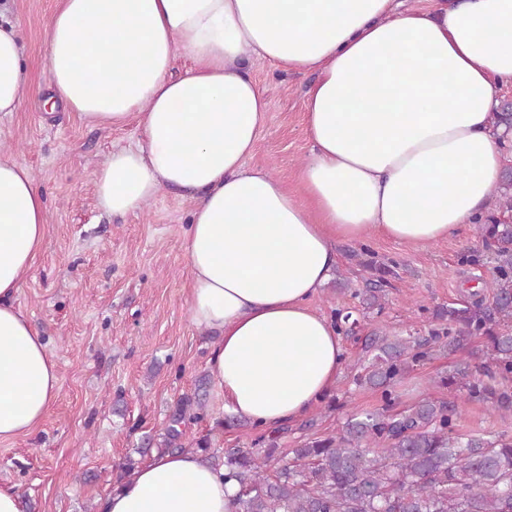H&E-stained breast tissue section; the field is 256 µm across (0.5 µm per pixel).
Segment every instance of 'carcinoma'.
<instances>
[{"label":"carcinoma","mask_w":512,"mask_h":512,"mask_svg":"<svg viewBox=\"0 0 512 512\" xmlns=\"http://www.w3.org/2000/svg\"><path fill=\"white\" fill-rule=\"evenodd\" d=\"M494 247V290H479L458 307H439L433 317L445 323L424 336L373 334L365 348L371 358L354 379L382 392L381 408L362 413L334 434L304 441L274 476L268 463L279 449L282 427L255 439L252 448H229L220 457L201 439L195 452L224 466V479L240 486L236 512H512V436L461 435L456 421L468 403L484 404L502 416L512 414V224L490 218L478 226ZM363 291V304L379 305L390 274ZM473 336L487 339L485 360H460L438 380L462 392L454 400L423 398L394 410L392 387L428 359L431 345L454 353ZM207 414L203 396L180 398L159 438L145 437V449L183 451V428Z\"/></svg>","instance_id":"1"}]
</instances>
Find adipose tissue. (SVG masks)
I'll list each match as a JSON object with an SVG mask.
<instances>
[{
	"label": "adipose tissue",
	"mask_w": 512,
	"mask_h": 512,
	"mask_svg": "<svg viewBox=\"0 0 512 512\" xmlns=\"http://www.w3.org/2000/svg\"><path fill=\"white\" fill-rule=\"evenodd\" d=\"M47 43L55 100L102 124L140 119L141 143L95 174L103 211L201 192L183 239L191 321L217 334L208 369L225 410L264 429L301 419L341 374L339 329L309 305L337 265L334 241L448 238L503 168L492 114L512 81V0L430 13L394 0H61ZM179 52L189 64L174 78ZM252 56L317 75L301 195L245 164L268 112ZM25 78L15 27L0 22V114L18 109ZM46 236L30 169L1 158L0 441L30 434L59 391L56 357L16 303ZM236 493L199 454L167 453L101 510L234 512Z\"/></svg>",
	"instance_id": "1"
}]
</instances>
